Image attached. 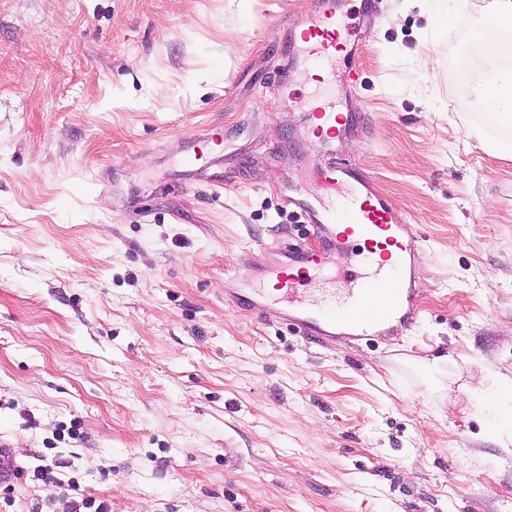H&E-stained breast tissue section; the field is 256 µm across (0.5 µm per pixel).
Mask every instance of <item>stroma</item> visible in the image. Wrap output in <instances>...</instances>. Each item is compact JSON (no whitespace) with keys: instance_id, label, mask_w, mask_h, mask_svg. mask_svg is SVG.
<instances>
[{"instance_id":"1","label":"stroma","mask_w":512,"mask_h":512,"mask_svg":"<svg viewBox=\"0 0 512 512\" xmlns=\"http://www.w3.org/2000/svg\"><path fill=\"white\" fill-rule=\"evenodd\" d=\"M315 2L0 0V512H512L480 400L512 379V152L470 77L487 0L467 28L342 0L374 22L336 87L369 126L335 148L421 236V320L321 344L224 301L262 248H321L279 198L320 158L303 120L325 89L298 54ZM195 145L221 162L192 178Z\"/></svg>"}]
</instances>
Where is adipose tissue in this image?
I'll list each match as a JSON object with an SVG mask.
<instances>
[{
	"label": "adipose tissue",
	"instance_id": "obj_1",
	"mask_svg": "<svg viewBox=\"0 0 512 512\" xmlns=\"http://www.w3.org/2000/svg\"><path fill=\"white\" fill-rule=\"evenodd\" d=\"M482 25L494 37L472 69V93L487 124L512 132V0H489Z\"/></svg>",
	"mask_w": 512,
	"mask_h": 512
}]
</instances>
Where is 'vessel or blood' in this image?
<instances>
[{"mask_svg": "<svg viewBox=\"0 0 512 512\" xmlns=\"http://www.w3.org/2000/svg\"><path fill=\"white\" fill-rule=\"evenodd\" d=\"M357 35V26L339 14L336 0H320L301 34L300 49L308 66L333 83L336 55ZM311 119L310 146L322 151V159L305 184L283 196L281 205L302 219L322 248L280 246L282 260L259 264L255 287L231 294L228 302L275 318L321 344L403 335L423 313L413 286L420 238L394 202L378 192L362 164L328 152V144L345 131L348 116L328 101ZM339 249L357 252L360 269L315 286L328 255Z\"/></svg>", "mask_w": 512, "mask_h": 512, "instance_id": "vessel-or-blood-1", "label": "vessel or blood"}]
</instances>
